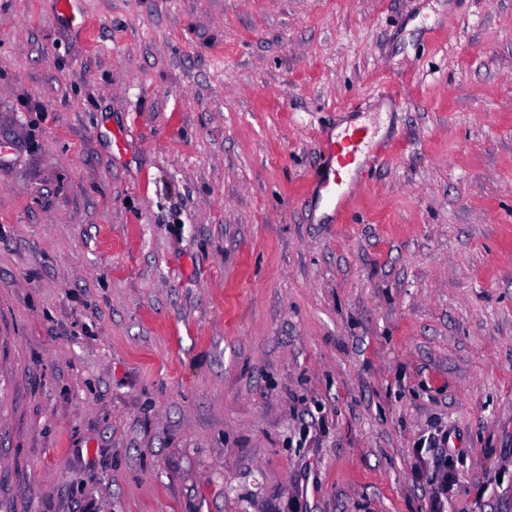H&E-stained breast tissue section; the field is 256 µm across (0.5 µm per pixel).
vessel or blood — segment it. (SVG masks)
<instances>
[{
  "mask_svg": "<svg viewBox=\"0 0 512 512\" xmlns=\"http://www.w3.org/2000/svg\"><path fill=\"white\" fill-rule=\"evenodd\" d=\"M367 139V129L356 127L348 130L342 139L328 138L322 142L323 153L328 163L317 187L327 194L329 202L334 204L337 211L345 212L350 208L351 194L344 190L343 185L345 175L351 166L361 159L373 164L384 155L383 150L380 149L369 154L365 153Z\"/></svg>",
  "mask_w": 512,
  "mask_h": 512,
  "instance_id": "obj_1",
  "label": "vessel or blood"
}]
</instances>
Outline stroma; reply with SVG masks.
<instances>
[{"instance_id":"1","label":"stroma","mask_w":512,"mask_h":512,"mask_svg":"<svg viewBox=\"0 0 512 512\" xmlns=\"http://www.w3.org/2000/svg\"><path fill=\"white\" fill-rule=\"evenodd\" d=\"M77 7L0 0V512H512V0ZM368 139V130L364 127H356L348 130L345 136L340 140L326 138L322 142L323 153L328 159L322 178L317 182L319 192L324 191L328 195V200L334 204L338 212L345 213L350 209L351 191L343 190L345 184L354 185L359 181L351 182L350 167L354 164L359 168V156L364 154ZM349 173V181L344 179L346 173Z\"/></svg>"}]
</instances>
